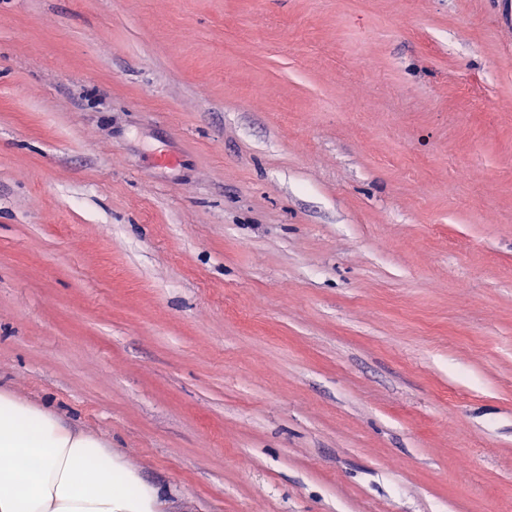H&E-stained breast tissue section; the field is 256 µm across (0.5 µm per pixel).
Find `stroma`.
Here are the masks:
<instances>
[{
    "label": "stroma",
    "instance_id": "1",
    "mask_svg": "<svg viewBox=\"0 0 512 512\" xmlns=\"http://www.w3.org/2000/svg\"><path fill=\"white\" fill-rule=\"evenodd\" d=\"M0 389L164 512H512V0H0Z\"/></svg>",
    "mask_w": 512,
    "mask_h": 512
}]
</instances>
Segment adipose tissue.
Wrapping results in <instances>:
<instances>
[{
  "label": "adipose tissue",
  "mask_w": 512,
  "mask_h": 512,
  "mask_svg": "<svg viewBox=\"0 0 512 512\" xmlns=\"http://www.w3.org/2000/svg\"><path fill=\"white\" fill-rule=\"evenodd\" d=\"M35 461L21 479L6 464ZM0 512H161L158 493L132 482L101 440L0 390Z\"/></svg>",
  "instance_id": "1"
}]
</instances>
